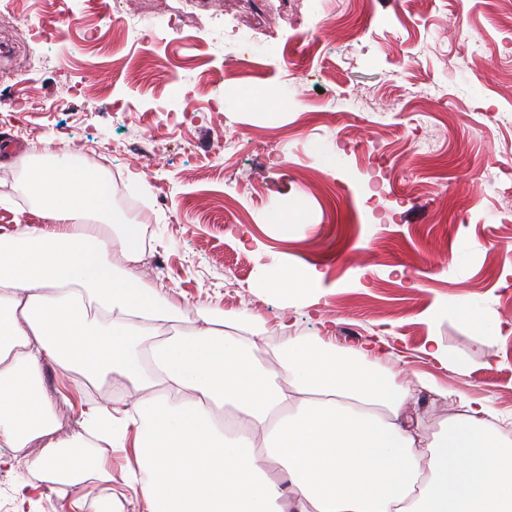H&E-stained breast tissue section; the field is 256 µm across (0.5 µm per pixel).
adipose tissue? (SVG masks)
Returning a JSON list of instances; mask_svg holds the SVG:
<instances>
[{
    "label": "adipose tissue",
    "mask_w": 512,
    "mask_h": 512,
    "mask_svg": "<svg viewBox=\"0 0 512 512\" xmlns=\"http://www.w3.org/2000/svg\"><path fill=\"white\" fill-rule=\"evenodd\" d=\"M18 164L27 206L49 224L0 236V445L44 442L23 468L75 490L110 482L105 458L83 454L102 441L131 447L108 501L139 512H512V439L485 405L460 399L430 440L416 388L367 367L365 347L295 343L271 375L250 324L189 317L113 266V246L138 244L113 223L103 171L65 146ZM48 363L90 382L124 376L133 402L88 406L58 441Z\"/></svg>",
    "instance_id": "ef3b65f1"
}]
</instances>
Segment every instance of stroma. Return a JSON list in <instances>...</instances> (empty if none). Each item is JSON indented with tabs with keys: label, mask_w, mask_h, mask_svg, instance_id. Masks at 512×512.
Wrapping results in <instances>:
<instances>
[{
	"label": "stroma",
	"mask_w": 512,
	"mask_h": 512,
	"mask_svg": "<svg viewBox=\"0 0 512 512\" xmlns=\"http://www.w3.org/2000/svg\"><path fill=\"white\" fill-rule=\"evenodd\" d=\"M335 5L355 41L313 42L323 0H195L160 43L108 35L112 0H66L60 41L48 44L18 33L37 27L39 0H0V43L10 46L0 60V234L45 225L4 147L20 125L79 153L151 144L152 177L124 185L153 208L162 262L146 284L164 283L191 316L253 320L272 367L296 340L377 345L397 380L425 381L427 436L447 429L463 397L512 431V13L500 0ZM87 80L93 106L67 91ZM357 93L370 108L353 107ZM115 100L129 111L112 112ZM169 108L194 118L173 126ZM355 134L366 147L338 153ZM253 138L276 145L278 162L256 159ZM231 140L237 150L225 149ZM374 145L390 160L383 222L358 187ZM314 270L308 288L271 287L277 274ZM466 306L479 322L462 316ZM484 320L497 325L488 345ZM17 459L0 447V482L23 512H64L65 486Z\"/></svg>",
	"instance_id": "1"
}]
</instances>
